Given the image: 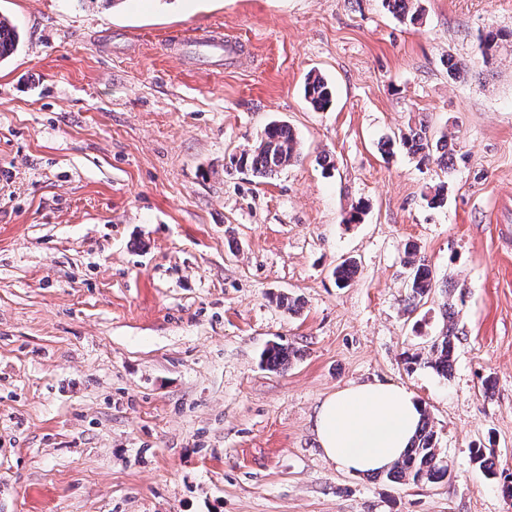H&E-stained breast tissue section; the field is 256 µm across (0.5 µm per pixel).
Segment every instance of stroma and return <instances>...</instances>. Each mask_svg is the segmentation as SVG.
I'll use <instances>...</instances> for the list:
<instances>
[{"instance_id":"1","label":"stroma","mask_w":512,"mask_h":512,"mask_svg":"<svg viewBox=\"0 0 512 512\" xmlns=\"http://www.w3.org/2000/svg\"><path fill=\"white\" fill-rule=\"evenodd\" d=\"M421 7L0 0L23 34L0 63V512H512V47L478 79L444 66L512 31V0ZM213 28L239 45L203 67L179 42ZM422 115L456 136L449 171L381 148ZM274 119L301 161L226 168ZM408 242L439 282L412 314ZM446 287L466 301L444 378L425 360ZM274 342L285 369L261 361ZM366 382L425 403L443 481L324 455L319 403ZM388 9L396 14L401 20L410 24H418L422 14L418 7H415V0H383ZM303 93L306 101L316 111H327L333 104V87L321 73L312 72L308 75ZM294 355V350L289 346L273 343L264 350L262 358L265 365L274 370L285 367Z\"/></svg>"}]
</instances>
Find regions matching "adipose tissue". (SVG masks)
<instances>
[{
    "label": "adipose tissue",
    "instance_id": "adipose-tissue-1",
    "mask_svg": "<svg viewBox=\"0 0 512 512\" xmlns=\"http://www.w3.org/2000/svg\"><path fill=\"white\" fill-rule=\"evenodd\" d=\"M424 414V403L406 388L366 383L324 399L314 426L322 451L338 468L372 474L401 460Z\"/></svg>",
    "mask_w": 512,
    "mask_h": 512
}]
</instances>
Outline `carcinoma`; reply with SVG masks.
Wrapping results in <instances>:
<instances>
[{
	"label": "carcinoma",
	"mask_w": 512,
	"mask_h": 512,
	"mask_svg": "<svg viewBox=\"0 0 512 512\" xmlns=\"http://www.w3.org/2000/svg\"><path fill=\"white\" fill-rule=\"evenodd\" d=\"M388 9L401 20L417 24L422 19L420 10L415 7V0H384ZM20 34L12 22L0 19V59L9 57L17 48ZM506 36L492 30L481 32L477 36L479 60L487 66L496 58ZM448 79L456 81L475 73L476 64L468 65L448 57L445 62ZM306 101L319 112L328 110L333 104V87L328 79L320 73L308 75L303 87ZM399 141L407 153L418 159V163L436 164L443 170L454 164L453 137L442 131L435 135L428 126L421 122L410 126L398 134ZM301 157V143L292 129L284 121L268 123L255 143L248 149L232 152L227 156L226 166L240 172H250L259 178H270L280 174L284 169L298 162ZM404 264L409 269L407 283V308L415 311L429 296L436 284V276L431 265L417 254L414 245L404 248ZM457 332L454 325L443 328L431 345L432 357L429 367L436 374L446 378L451 370L456 348ZM295 352L292 348L279 343L268 346L263 354V362L270 369L283 368L289 363ZM386 478L394 483L418 484L434 482L448 476V463L439 448L437 432L428 419H423L411 448L405 458L385 471Z\"/></svg>",
	"instance_id": "obj_1"
}]
</instances>
